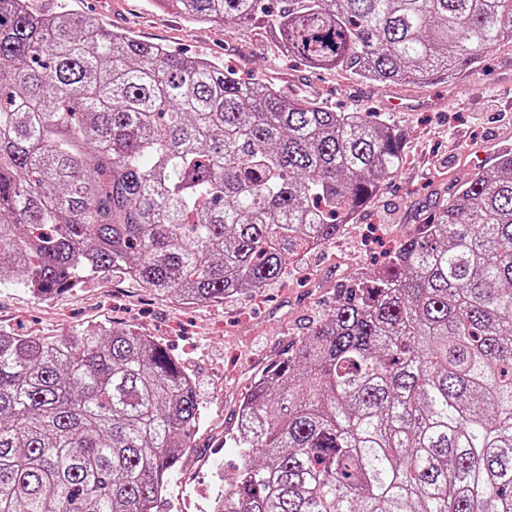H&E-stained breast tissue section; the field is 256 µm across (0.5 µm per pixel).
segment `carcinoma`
Segmentation results:
<instances>
[{
    "label": "carcinoma",
    "mask_w": 512,
    "mask_h": 512,
    "mask_svg": "<svg viewBox=\"0 0 512 512\" xmlns=\"http://www.w3.org/2000/svg\"><path fill=\"white\" fill-rule=\"evenodd\" d=\"M271 28L310 69L447 80L512 41V0H156ZM376 112H335L67 10L0 0V282L118 274L185 305L280 279L403 165ZM203 419L151 337L0 329V512H162ZM215 512H512V153L450 195L237 414Z\"/></svg>",
    "instance_id": "carcinoma-1"
}]
</instances>
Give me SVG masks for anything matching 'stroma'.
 <instances>
[{"label":"stroma","mask_w":512,"mask_h":512,"mask_svg":"<svg viewBox=\"0 0 512 512\" xmlns=\"http://www.w3.org/2000/svg\"><path fill=\"white\" fill-rule=\"evenodd\" d=\"M93 17L107 28L157 43L177 57L214 60L241 77L330 110L382 112L402 131L406 162L335 241L289 264L266 287L205 306L154 296L121 277L36 298L0 284V328L63 335L80 325L138 328L180 357L194 377L204 423L168 480L166 512H206L216 468L238 464L230 436L254 380L298 345L334 305L337 290L371 275L389 249L422 223L437 194L472 178L478 163L512 151V43L488 52L449 82L401 86L351 73L313 70L287 57L277 40L233 24H191L148 0H31Z\"/></svg>","instance_id":"stroma-1"}]
</instances>
